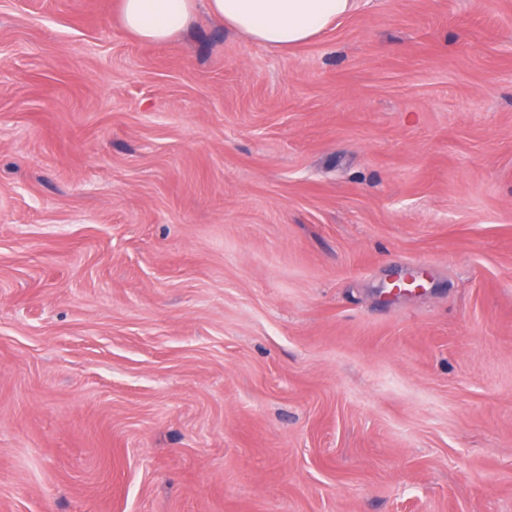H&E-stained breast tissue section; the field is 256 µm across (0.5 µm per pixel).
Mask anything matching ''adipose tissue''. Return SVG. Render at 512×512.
Returning <instances> with one entry per match:
<instances>
[{
	"label": "adipose tissue",
	"mask_w": 512,
	"mask_h": 512,
	"mask_svg": "<svg viewBox=\"0 0 512 512\" xmlns=\"http://www.w3.org/2000/svg\"><path fill=\"white\" fill-rule=\"evenodd\" d=\"M355 0H121L124 28L163 43L184 30L198 7L250 40L285 50L312 40L345 17Z\"/></svg>",
	"instance_id": "obj_1"
}]
</instances>
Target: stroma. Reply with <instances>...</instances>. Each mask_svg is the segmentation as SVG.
<instances>
[{
  "instance_id": "35a3bbf8",
  "label": "stroma",
  "mask_w": 512,
  "mask_h": 512,
  "mask_svg": "<svg viewBox=\"0 0 512 512\" xmlns=\"http://www.w3.org/2000/svg\"><path fill=\"white\" fill-rule=\"evenodd\" d=\"M0 512H512V0H0ZM198 0H122L124 28L137 38L163 43L193 20ZM216 20L250 40L280 50L309 42L355 0H204Z\"/></svg>"
}]
</instances>
